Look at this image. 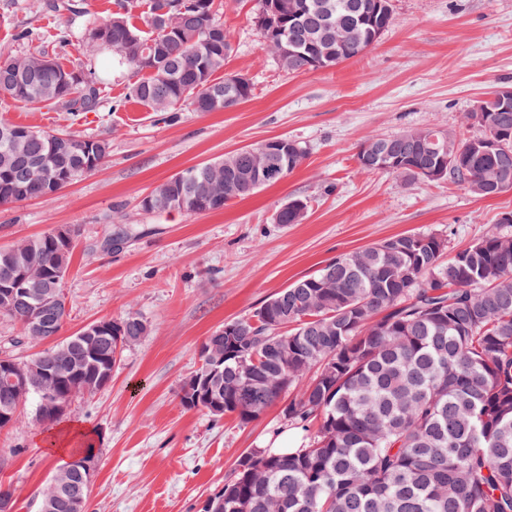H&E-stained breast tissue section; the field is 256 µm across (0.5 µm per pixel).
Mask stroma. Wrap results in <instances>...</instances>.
<instances>
[{
	"label": "stroma",
	"instance_id": "1",
	"mask_svg": "<svg viewBox=\"0 0 512 512\" xmlns=\"http://www.w3.org/2000/svg\"><path fill=\"white\" fill-rule=\"evenodd\" d=\"M45 2L0 0V55L46 51L64 67L82 65L80 40L62 51L56 42L59 29L78 19ZM215 6L232 44L224 71L254 87L232 110L198 112L184 101L174 120L158 121L127 98L136 76L120 70L102 84L100 110L79 116L0 98V114L15 123L111 144L100 169L54 197L0 207V248L62 225L80 229L63 336L128 310L150 326L124 350L109 385L73 400L64 417L95 432L89 512H200L241 455L288 430L275 406L242 424L181 405L201 344L225 322L248 316L329 259L396 235L442 233L452 253L491 231L512 235V224L500 221L512 213V192L485 198L448 181L408 184L365 173L356 161L372 135L424 126L472 135L463 113L512 82V0H393L395 22L376 44L298 74L281 71L264 50L251 0ZM283 136L306 144L308 157L282 182L203 215L142 211L141 198L173 174ZM294 196L307 199L306 219L274 223ZM121 230L123 244L103 251ZM44 438L26 425L0 429V481L14 489V512H37L40 491L63 462L46 456Z\"/></svg>",
	"mask_w": 512,
	"mask_h": 512
}]
</instances>
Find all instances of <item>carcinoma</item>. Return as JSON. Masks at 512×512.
I'll list each match as a JSON object with an SVG mask.
<instances>
[{
  "label": "carcinoma",
  "instance_id": "obj_1",
  "mask_svg": "<svg viewBox=\"0 0 512 512\" xmlns=\"http://www.w3.org/2000/svg\"><path fill=\"white\" fill-rule=\"evenodd\" d=\"M141 11L146 32L132 22ZM280 33L260 32L263 49L288 73L332 67L365 51L393 24L390 0H256ZM88 65L67 69L45 53L0 57V96L69 112H94L99 85L115 70L141 75L128 95L166 121L182 101L223 112L252 96L253 84L218 77L231 53L214 0H118L83 21ZM150 50V65L142 63ZM503 82L463 114L478 133L459 139L436 127L373 135L359 168L407 183L451 181L480 197L512 191V107ZM496 147H487L488 139ZM267 142L188 167L141 200L150 213L199 215L224 208L300 168L307 148ZM110 143L36 129L0 116V206L51 197L104 165ZM274 222L299 224L308 202ZM80 229L51 230L0 248V318L20 324L27 343L59 335L70 309L63 282ZM444 235L410 233L328 260L253 313L229 324L238 335L208 339L191 375L199 395L189 409L241 423L280 406L282 418L312 432L291 452L254 448L213 494L218 512H512V235L491 232L448 261ZM121 343L86 326L20 360L0 356L29 379L38 359L50 375L21 398L0 380V413L49 427L45 410L93 396L112 376L119 351L149 330L128 311ZM220 375L210 376L217 356ZM90 497L75 469H57L39 494L52 512Z\"/></svg>",
  "mask_w": 512,
  "mask_h": 512
}]
</instances>
